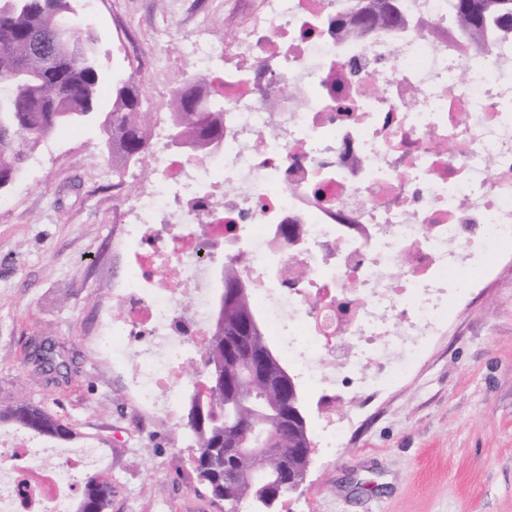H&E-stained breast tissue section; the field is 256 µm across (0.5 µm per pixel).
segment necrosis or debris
I'll return each instance as SVG.
<instances>
[{
    "label": "necrosis or debris",
    "mask_w": 512,
    "mask_h": 512,
    "mask_svg": "<svg viewBox=\"0 0 512 512\" xmlns=\"http://www.w3.org/2000/svg\"><path fill=\"white\" fill-rule=\"evenodd\" d=\"M253 2L248 20L224 16L237 65L187 53L224 100V137L179 151L155 127V185L122 231L121 312L97 339L107 356L138 339L134 397L173 420L217 258L246 254L238 273L310 387L370 395L413 370L455 299L512 251V34L462 37L453 0H393L388 29L357 23L359 0ZM98 461L1 439L0 512H72L75 472Z\"/></svg>",
    "instance_id": "necrosis-or-debris-1"
}]
</instances>
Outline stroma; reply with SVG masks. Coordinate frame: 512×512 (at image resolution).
<instances>
[{
	"label": "stroma",
	"mask_w": 512,
	"mask_h": 512,
	"mask_svg": "<svg viewBox=\"0 0 512 512\" xmlns=\"http://www.w3.org/2000/svg\"><path fill=\"white\" fill-rule=\"evenodd\" d=\"M89 18L105 85L134 77L145 110L161 112L190 67L191 40L222 43L224 0H73ZM96 126L44 142L37 166L5 191L0 209V399L43 405L99 449L115 493L109 512H220L199 485L189 438L142 411L97 335L119 312L125 274L118 213L153 178L124 176L97 146ZM61 351L67 371L27 359L35 341ZM309 432L349 419L335 456L313 452L307 480L275 512H512V259L460 297L411 374L373 401L335 404L303 393Z\"/></svg>",
	"instance_id": "1"
}]
</instances>
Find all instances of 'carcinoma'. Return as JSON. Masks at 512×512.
Here are the masks:
<instances>
[{"label": "carcinoma", "instance_id": "obj_1", "mask_svg": "<svg viewBox=\"0 0 512 512\" xmlns=\"http://www.w3.org/2000/svg\"><path fill=\"white\" fill-rule=\"evenodd\" d=\"M461 30L471 37H488L512 30V0H454ZM71 0H0V190L22 173L29 158L57 132L77 128L92 119L99 145L119 174L126 167H147L155 113L142 108L133 76L112 89V107L101 110L102 78L94 49L95 34L87 23L71 28L65 19ZM369 27L391 28L397 12L374 3L359 12ZM202 75L190 76L172 91L163 123L170 140L193 147L224 136V100L204 95ZM237 276L224 277V307L214 317L211 336L192 372L198 377L180 429L191 439V464L198 482L213 502L250 512H272L270 488L260 482L240 483L224 475V449L231 448L254 426L276 427L279 447L300 448L294 465L303 467L314 452L312 440L288 421L290 407L301 408L300 397L275 382L260 385L241 375L245 360L271 348L263 333H243L258 318L252 293L234 291ZM39 370L67 367L52 347L31 356ZM0 423L69 442L76 432L40 405L0 401ZM112 504V478L87 472L75 512H104Z\"/></svg>", "mask_w": 512, "mask_h": 512}]
</instances>
